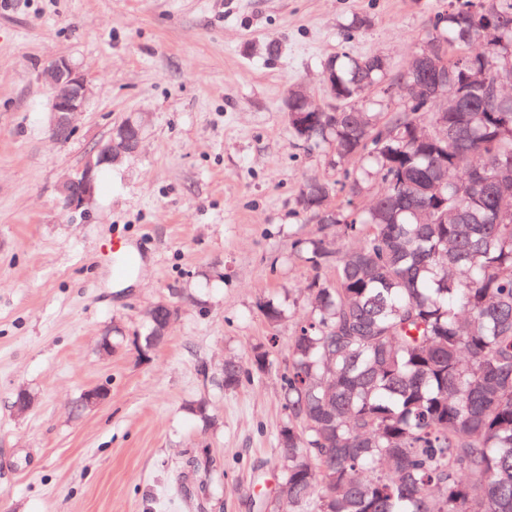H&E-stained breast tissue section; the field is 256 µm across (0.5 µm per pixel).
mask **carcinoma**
Here are the masks:
<instances>
[{"label": "carcinoma", "mask_w": 512, "mask_h": 512, "mask_svg": "<svg viewBox=\"0 0 512 512\" xmlns=\"http://www.w3.org/2000/svg\"><path fill=\"white\" fill-rule=\"evenodd\" d=\"M485 34L484 54L467 56ZM424 49L452 86L466 76L467 109L448 112L446 142L415 139L431 101L359 104L373 89L396 99L408 73L329 60L345 110L308 146L366 162L345 171L350 192L376 175L410 199L380 194L337 214L359 239L337 260L327 238L303 242L301 257L333 274L310 283L288 342L270 512H512V104L491 81L512 71V0H448ZM436 187L448 215L420 214ZM260 311L270 324L285 316L273 300ZM264 372L255 355L227 359L224 390Z\"/></svg>", "instance_id": "carcinoma-1"}]
</instances>
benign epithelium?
<instances>
[{
	"mask_svg": "<svg viewBox=\"0 0 512 512\" xmlns=\"http://www.w3.org/2000/svg\"><path fill=\"white\" fill-rule=\"evenodd\" d=\"M413 71L417 75L413 98L415 104L419 105L431 97L448 96V75L440 70L433 55L425 52L417 56ZM41 79L52 94L51 135L58 140L67 139L74 131V117L85 110L92 96L91 82L67 57L56 58L46 65L41 72ZM296 98L305 99L307 95L299 87L290 90V97L286 98L289 125L296 139L307 140L314 131L328 126L329 113L336 111V104L325 108L308 107L301 111L294 105ZM142 130L139 117L129 116L113 127L108 136L99 140L78 174L69 177L59 187L63 205L67 208H80L90 204L96 194L98 170L136 155L141 146ZM319 191L322 200L312 211L313 219L318 224H332L336 221V208L330 206V201L336 188L322 184ZM177 314V305L162 299L148 309L143 317L153 322L161 333L173 326ZM108 397L109 393L99 386L87 388L73 405V412L91 411L103 405Z\"/></svg>",
	"mask_w": 512,
	"mask_h": 512,
	"instance_id": "7a95c632",
	"label": "benign epithelium"
}]
</instances>
